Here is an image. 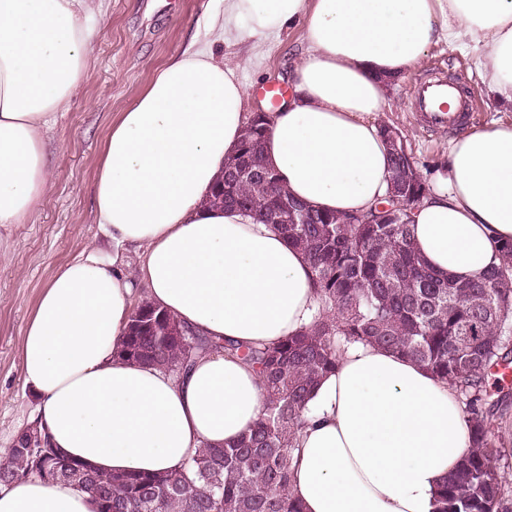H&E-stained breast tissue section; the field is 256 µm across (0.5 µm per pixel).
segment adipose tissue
<instances>
[{
	"instance_id": "adipose-tissue-1",
	"label": "adipose tissue",
	"mask_w": 512,
	"mask_h": 512,
	"mask_svg": "<svg viewBox=\"0 0 512 512\" xmlns=\"http://www.w3.org/2000/svg\"><path fill=\"white\" fill-rule=\"evenodd\" d=\"M94 0H0V225L24 224L50 188L44 134L80 89L94 53ZM304 23L272 119L268 162L313 208L356 214L385 197L389 156L374 121L388 82L440 41L472 55L512 104V0H224L228 35ZM249 88L205 48L173 56L105 139L88 245L58 268L24 328L21 372L51 447L103 473H161L236 441L264 395L239 356L200 354L172 374L119 359L142 279L147 298L201 336L274 344L316 309L305 256L270 225L209 207L248 122ZM412 240L438 275L476 280L512 240V123L464 131L414 210ZM141 250L138 274L124 251ZM292 462L304 512H435L469 446L448 382L397 353L355 344L309 403ZM90 493L30 477L0 486V512H95Z\"/></svg>"
}]
</instances>
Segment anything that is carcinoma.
Masks as SVG:
<instances>
[{
    "label": "carcinoma",
    "instance_id": "1",
    "mask_svg": "<svg viewBox=\"0 0 512 512\" xmlns=\"http://www.w3.org/2000/svg\"><path fill=\"white\" fill-rule=\"evenodd\" d=\"M269 120L252 113L241 145L265 137ZM414 178L403 195V224H363L306 208L303 224H278L313 270L321 310L312 326L276 344L250 347L244 356L262 377L266 404L251 431L223 448H203L183 466L160 474L112 475L96 470L71 484L89 492L98 512H302L289 492L296 433L306 403L352 342L375 343L409 357L456 388L465 406L470 447L437 493L436 512H512V487L500 474L494 422L512 406V394L490 399L485 376L512 363V242L485 278L458 283L432 272L411 238L412 214L428 195ZM288 192L262 178L215 186L208 203L236 206L270 222L269 211ZM241 345L202 338L167 311L141 299L116 350L122 360L169 372L188 369L206 351L236 354ZM33 473L11 448L0 461V485Z\"/></svg>",
    "mask_w": 512,
    "mask_h": 512
}]
</instances>
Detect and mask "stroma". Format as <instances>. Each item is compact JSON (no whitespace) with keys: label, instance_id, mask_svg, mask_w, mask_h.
Masks as SVG:
<instances>
[{"label":"stroma","instance_id":"35a3bbf8","mask_svg":"<svg viewBox=\"0 0 512 512\" xmlns=\"http://www.w3.org/2000/svg\"><path fill=\"white\" fill-rule=\"evenodd\" d=\"M98 5L95 52L85 81L46 135L51 187L29 222L0 226V449L11 448L17 432L35 416L37 397L21 373L23 329L56 269L98 238L94 175L118 112L168 59L192 44L237 64L239 78L250 87L245 110L254 112L262 87H287L288 70L303 46L298 25L258 42L225 44L219 29L209 24L223 11L224 0H98ZM438 73L470 90L468 117L460 127L432 126L412 104L416 83ZM375 120L401 129L430 184L460 130L512 123V108L486 89L470 56L440 42L406 71Z\"/></svg>","mask_w":512,"mask_h":512}]
</instances>
